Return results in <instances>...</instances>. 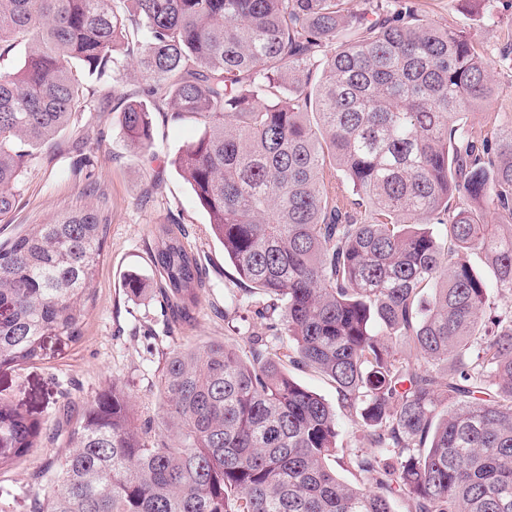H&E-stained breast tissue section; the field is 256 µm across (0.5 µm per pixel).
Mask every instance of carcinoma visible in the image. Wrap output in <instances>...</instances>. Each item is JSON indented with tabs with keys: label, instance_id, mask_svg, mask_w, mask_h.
I'll return each mask as SVG.
<instances>
[{
	"label": "carcinoma",
	"instance_id": "carcinoma-1",
	"mask_svg": "<svg viewBox=\"0 0 512 512\" xmlns=\"http://www.w3.org/2000/svg\"><path fill=\"white\" fill-rule=\"evenodd\" d=\"M19 44L0 70V221L33 150L83 111L82 75L132 61L146 86L126 138L150 148V103L200 122L174 165L240 278L280 308L244 353L169 355L167 436L115 384L66 432L0 393V471L67 434L29 512H512V314L489 302L512 291V120L463 122L499 91L464 32L412 0H0V61ZM336 169L355 193L328 192ZM153 236L167 321L189 324L206 278L184 234ZM105 244L92 208L0 244V369L81 336ZM344 423L355 486L333 467ZM288 369L290 371V374L297 382L321 394L333 404L336 403L335 389L331 387L327 380L323 378L321 375L310 371L296 370L291 367Z\"/></svg>",
	"mask_w": 512,
	"mask_h": 512
}]
</instances>
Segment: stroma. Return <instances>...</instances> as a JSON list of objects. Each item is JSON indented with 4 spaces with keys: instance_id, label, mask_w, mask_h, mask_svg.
Here are the masks:
<instances>
[{
    "instance_id": "1",
    "label": "stroma",
    "mask_w": 512,
    "mask_h": 512,
    "mask_svg": "<svg viewBox=\"0 0 512 512\" xmlns=\"http://www.w3.org/2000/svg\"><path fill=\"white\" fill-rule=\"evenodd\" d=\"M422 18L462 30L490 60L500 92L467 122L481 127L496 112L512 114V0H414ZM143 77L125 69L112 83V96L90 98L75 124L34 159L18 187L15 210L0 221V243L31 224H44L86 206L106 220V255L93 287V299L79 340L50 336L42 361L0 369V391L22 402L47 427H55L58 409L74 408L99 392L119 385L131 395L138 421L150 422L159 434L167 418L159 402V384L167 355L175 349L221 341L247 348L252 335L266 333L261 311L269 300L247 289L224 250L208 229V215L173 161L200 132L191 118L174 120L153 112V144L149 152L129 146L119 119L124 100L141 93ZM91 161L93 178L81 171ZM177 224L199 260L210 286L188 325H167L156 287L151 254L152 230ZM141 274L143 298L127 296L124 276ZM61 444L35 449L0 482L16 496L11 512H29V493L46 494L48 482L35 480L39 470L62 454Z\"/></svg>"
}]
</instances>
